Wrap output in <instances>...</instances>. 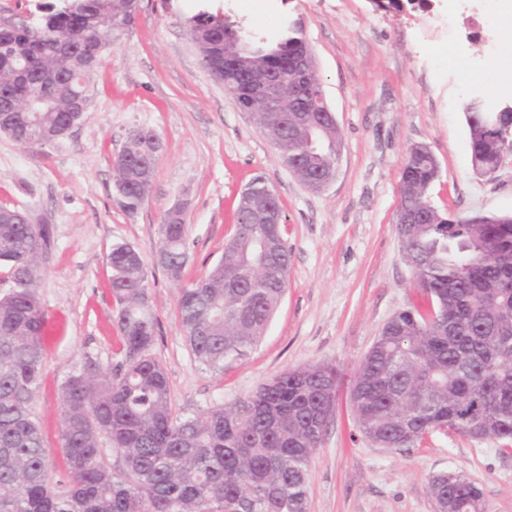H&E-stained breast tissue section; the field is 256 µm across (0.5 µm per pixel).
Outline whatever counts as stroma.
Masks as SVG:
<instances>
[{
	"mask_svg": "<svg viewBox=\"0 0 512 512\" xmlns=\"http://www.w3.org/2000/svg\"><path fill=\"white\" fill-rule=\"evenodd\" d=\"M272 32L300 22L341 137L333 183L313 192L280 162L254 117L204 66L184 24L201 7ZM512 0H139L131 29L105 55L92 103L57 143L32 151L0 134V204L48 225L38 295L49 332L35 412L51 459L61 463V388L85 365L114 372L117 304L108 288L113 244L132 245L147 270L158 324L156 357L175 415L232 405L290 369L332 363L344 378L308 476V512H437L433 475L461 473L482 489L488 512H512V455L492 441L442 433L389 450L356 428L348 379L384 324L414 301L412 272L394 223L399 181L413 145L440 165L434 204L464 218L512 214V156L491 175L471 164L464 104L512 99V28L489 12ZM161 143L153 188L135 214L115 201V159L127 134ZM262 177L278 196L291 260L288 289L244 360L203 369L177 312L181 284L211 269L233 233L247 183ZM184 206L189 260L181 280L159 261L160 226Z\"/></svg>",
	"mask_w": 512,
	"mask_h": 512,
	"instance_id": "obj_1",
	"label": "stroma"
}]
</instances>
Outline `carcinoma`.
Listing matches in <instances>:
<instances>
[{"label":"carcinoma","mask_w":512,"mask_h":512,"mask_svg":"<svg viewBox=\"0 0 512 512\" xmlns=\"http://www.w3.org/2000/svg\"><path fill=\"white\" fill-rule=\"evenodd\" d=\"M132 0H47L0 24V100L43 81L54 100L38 112H20L17 142L32 128L52 133L83 91L74 66L115 38ZM187 31L212 72L233 85L269 70L286 76L305 45L286 24L272 40H255L221 14L185 19ZM471 164L479 174L502 162L494 125L512 112L465 106ZM310 112H259L256 122L282 164L299 180L336 164L339 129L308 148ZM130 162L115 165L116 202L135 214L152 191L136 167L155 160L141 140L128 143ZM439 163L411 147L400 203L418 222L403 233L401 252L423 303L390 319L353 374L350 399L358 430L384 448L422 443L430 434L469 436L479 426L504 456L512 454V215L449 221L431 201ZM236 229L215 265L180 288L178 315L186 343L208 370L246 357L262 340L288 289L290 250L279 224L274 261L260 248L265 224ZM50 243L45 224H25L0 206V266L12 286L0 297V512H308V472L333 412L341 371L314 364L289 370L230 407L175 416L168 377L153 354L157 322L147 301L143 259H128L129 244H113L109 286L118 306L121 341L114 373L93 366L71 376L62 393L60 448L65 479L53 464L34 411L41 382L47 319L35 284L38 250ZM164 269L181 277L189 255L183 215L161 225ZM121 462L105 459L103 442ZM436 501L453 512H487L482 489L464 475L429 482Z\"/></svg>","instance_id":"carcinoma-1"}]
</instances>
